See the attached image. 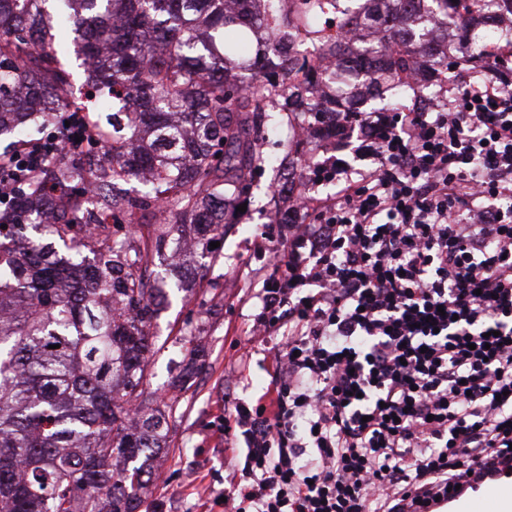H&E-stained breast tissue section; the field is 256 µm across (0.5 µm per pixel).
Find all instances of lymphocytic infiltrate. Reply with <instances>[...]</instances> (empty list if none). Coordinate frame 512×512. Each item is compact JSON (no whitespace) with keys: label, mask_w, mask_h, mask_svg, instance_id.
<instances>
[{"label":"lymphocytic infiltrate","mask_w":512,"mask_h":512,"mask_svg":"<svg viewBox=\"0 0 512 512\" xmlns=\"http://www.w3.org/2000/svg\"><path fill=\"white\" fill-rule=\"evenodd\" d=\"M489 52L429 112H340L366 168L311 158L310 223L266 245L255 323L282 337L255 403L225 400L243 446L224 512H437L512 471V84ZM0 163L22 176L91 137L85 113Z\"/></svg>","instance_id":"1"}]
</instances>
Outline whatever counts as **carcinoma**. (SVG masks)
<instances>
[{"label":"carcinoma","mask_w":512,"mask_h":512,"mask_svg":"<svg viewBox=\"0 0 512 512\" xmlns=\"http://www.w3.org/2000/svg\"><path fill=\"white\" fill-rule=\"evenodd\" d=\"M0 0V135L60 123L75 54L98 111L81 169L57 162L26 179L0 213V512H139V490L167 445L173 407L145 393L149 326L175 270L171 244L207 251L228 213L273 167L268 146L296 112H347L318 99L312 55L281 53L303 31L339 58L336 81L386 92L415 66L402 45L431 35L421 5L480 27L478 0ZM279 191L299 190L285 151ZM146 171L138 196L123 183ZM94 260H86V254ZM205 365L193 352L176 382Z\"/></svg>","instance_id":"1"}]
</instances>
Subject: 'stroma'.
I'll return each mask as SVG.
<instances>
[{
    "instance_id": "1",
    "label": "stroma",
    "mask_w": 512,
    "mask_h": 512,
    "mask_svg": "<svg viewBox=\"0 0 512 512\" xmlns=\"http://www.w3.org/2000/svg\"><path fill=\"white\" fill-rule=\"evenodd\" d=\"M280 180L270 168L251 185V202L211 253L189 258V291L167 284L169 303L151 323L156 351L150 359L146 393L173 400L176 423L168 443L153 461L143 491L146 512H208L211 498L224 489V398L254 402L268 386L276 340L256 335L258 294L267 275L259 249L265 232H277L275 208L288 197H274ZM204 348L203 370L184 389L170 382Z\"/></svg>"
}]
</instances>
